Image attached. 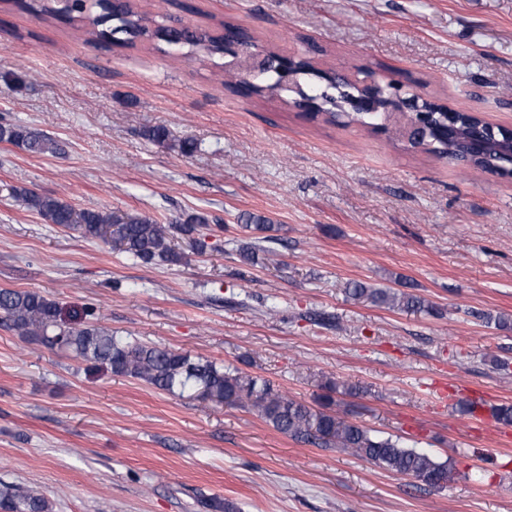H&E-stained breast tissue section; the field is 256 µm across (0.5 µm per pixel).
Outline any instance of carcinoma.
I'll return each instance as SVG.
<instances>
[{"label":"carcinoma","instance_id":"carcinoma-1","mask_svg":"<svg viewBox=\"0 0 512 512\" xmlns=\"http://www.w3.org/2000/svg\"><path fill=\"white\" fill-rule=\"evenodd\" d=\"M65 19L98 29L96 36L126 46L138 38L153 37L169 44H185L208 54H221L224 36H213L205 30L184 26L149 28L150 18L135 10L128 2L112 0H73ZM357 94L355 83L346 80L338 86L324 85L322 111L334 122L345 117L352 123L375 126L379 117L372 114L351 115L345 112L347 102ZM475 118L459 117L457 134L449 141L431 140L426 151L453 162L466 141ZM152 141L172 147L185 155L192 154L196 143L191 137L174 139L164 127L147 131ZM0 142L24 147L35 154L59 151L52 138L35 130L12 123H0ZM19 201L37 212L45 221L74 231L83 238H99L112 249L125 253L144 264L179 263L183 256L171 246L176 234L189 237L193 248L202 253L207 248L203 239L215 218L206 212H192L175 222L162 223L138 213L113 214L94 208H77L58 198L30 189L16 192ZM355 300H367L400 311L439 314L438 307L414 294L391 288H369L355 283L349 288ZM0 325L19 335L59 348L74 358L95 366L104 365L115 376L143 381L167 392L191 391L203 401L216 405H247L277 431L296 440L351 452L373 464L401 476L414 479L435 489L448 482V464L437 461L429 453L408 448L400 440L380 437L366 427L341 417L332 410V393L339 385H326L328 393L319 397L321 409L288 397L268 381L245 374L205 359L193 360L171 348L130 341L112 335V331L88 322L68 326L60 319L59 303L35 290H0ZM0 512H53L51 502L33 489L6 491L0 494Z\"/></svg>","mask_w":512,"mask_h":512}]
</instances>
